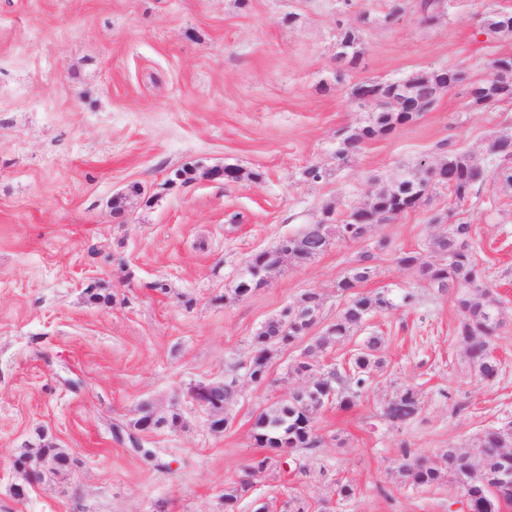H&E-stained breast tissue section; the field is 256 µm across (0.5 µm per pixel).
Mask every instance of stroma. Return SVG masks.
Returning <instances> with one entry per match:
<instances>
[{
    "instance_id": "obj_1",
    "label": "stroma",
    "mask_w": 512,
    "mask_h": 512,
    "mask_svg": "<svg viewBox=\"0 0 512 512\" xmlns=\"http://www.w3.org/2000/svg\"><path fill=\"white\" fill-rule=\"evenodd\" d=\"M393 1L0 0V512H222L225 488L261 453L256 416L305 382L290 370L302 340L273 353L266 384L251 382L255 334L308 291L321 299L312 333L322 334L345 306L337 282L366 251L375 273L360 293L389 288L415 301L372 315L324 361L378 335L387 366L353 407L317 414L319 447L293 452L306 473L270 467L237 512H283L292 496L309 512H463L453 483L420 488L399 466L407 455L443 466L450 448L478 454L484 429L512 421L511 191L489 182L479 202L458 204L434 188L362 241L285 260L248 297L234 294L255 253L320 222L323 206L346 218L398 169L440 160L438 143L483 156L512 134V102L475 108L455 87L337 166V132L369 124L375 110L353 101L354 84L441 68L480 80L489 58L512 55V38L481 28L482 13L512 12V0H444L431 23L401 0L388 25ZM343 26L361 38L352 67L336 58ZM225 165L243 179L207 178ZM312 165L319 181L305 176ZM134 184L141 195L129 194ZM448 209L472 224L502 299L494 381L471 376L454 299L396 261L424 249L442 230L430 215ZM91 286L108 302L90 301ZM218 379L238 392L220 434L189 396L193 383ZM407 384L418 413L384 419ZM145 403L183 418L139 435L151 462L114 432ZM43 440L80 463L46 470L15 499L11 456ZM339 480L354 498L339 500Z\"/></svg>"
}]
</instances>
